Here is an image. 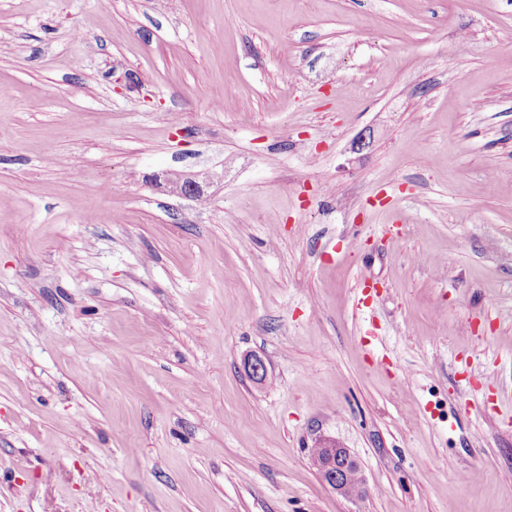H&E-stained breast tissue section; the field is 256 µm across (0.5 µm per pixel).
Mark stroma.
<instances>
[{
	"instance_id": "35a3bbf8",
	"label": "stroma",
	"mask_w": 512,
	"mask_h": 512,
	"mask_svg": "<svg viewBox=\"0 0 512 512\" xmlns=\"http://www.w3.org/2000/svg\"><path fill=\"white\" fill-rule=\"evenodd\" d=\"M0 512H512V0H0ZM316 448L311 454L312 464L319 471L323 481L334 492L346 498H361L366 493V481L364 478L354 486H350L340 475L336 474V463L334 460L345 459L346 462L354 460L348 450L336 440L325 438L315 442Z\"/></svg>"
}]
</instances>
